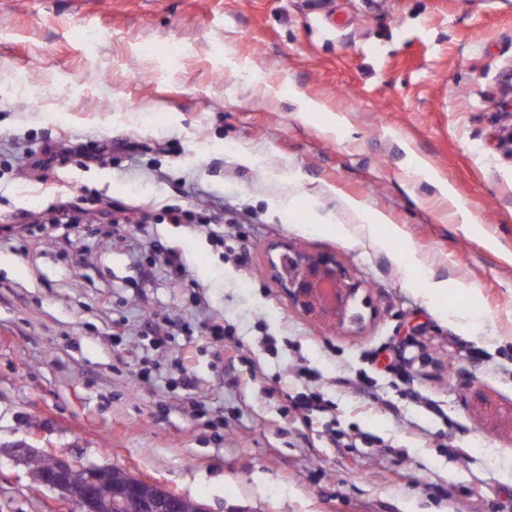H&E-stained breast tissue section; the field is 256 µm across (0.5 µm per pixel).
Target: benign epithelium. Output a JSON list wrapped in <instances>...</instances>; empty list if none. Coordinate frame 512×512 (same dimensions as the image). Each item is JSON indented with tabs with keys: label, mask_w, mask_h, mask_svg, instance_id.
<instances>
[{
	"label": "benign epithelium",
	"mask_w": 512,
	"mask_h": 512,
	"mask_svg": "<svg viewBox=\"0 0 512 512\" xmlns=\"http://www.w3.org/2000/svg\"><path fill=\"white\" fill-rule=\"evenodd\" d=\"M274 249L277 253L271 258V272L299 314L336 328L363 322L362 315L353 311L362 285L345 266L329 255L296 250L286 243ZM14 453L24 466L34 457L48 459L50 470L32 484L67 501L72 499V478L83 474L86 490L80 505L82 512H101L104 508H116L120 512H183L187 508L192 512H208L206 507L186 496L133 475L115 499L106 500L100 490L109 482L112 467L85 464L63 454L39 452L26 443L16 445Z\"/></svg>",
	"instance_id": "benign-epithelium-1"
}]
</instances>
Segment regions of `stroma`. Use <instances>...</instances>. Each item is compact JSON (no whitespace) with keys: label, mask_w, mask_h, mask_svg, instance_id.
<instances>
[{"label":"stroma","mask_w":512,"mask_h":512,"mask_svg":"<svg viewBox=\"0 0 512 512\" xmlns=\"http://www.w3.org/2000/svg\"><path fill=\"white\" fill-rule=\"evenodd\" d=\"M511 76L512 0H0V512H77L21 442L208 512H512ZM63 139L114 149L34 167ZM83 190L153 218L14 234ZM278 242L348 267L364 323L300 316ZM165 213L172 224H195L199 227L213 224L210 217L202 215L193 209L167 208ZM209 336H211L215 341H225L224 343V359L228 364H233L235 360L239 357V346L234 344V346H230L231 343H226L227 340H231V331L224 326V320L213 319L208 325ZM233 353L232 355L227 356V354Z\"/></svg>","instance_id":"obj_1"}]
</instances>
